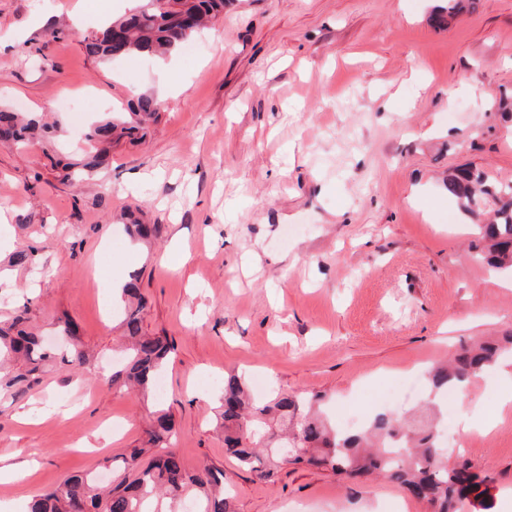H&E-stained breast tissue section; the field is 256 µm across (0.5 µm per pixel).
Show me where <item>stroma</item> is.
<instances>
[{
	"instance_id": "stroma-1",
	"label": "stroma",
	"mask_w": 512,
	"mask_h": 512,
	"mask_svg": "<svg viewBox=\"0 0 512 512\" xmlns=\"http://www.w3.org/2000/svg\"><path fill=\"white\" fill-rule=\"evenodd\" d=\"M436 0H228L166 59L98 61L84 36L127 0H0V108L51 117L48 142H0V321L26 315L43 341L79 326L80 366L46 363L24 392L0 394V483L12 512L67 475L115 484L151 411H171L188 471L224 472L237 512H427L390 479L351 483L307 466L254 479L224 450L214 375L262 374L271 389L337 408L408 414L432 365L512 331V279L474 261L471 221L443 188L476 166L512 179V0H475L435 25ZM159 99L137 142L107 168L60 181L58 152L88 151L92 97ZM129 224H159L160 240ZM32 264L13 266L24 246ZM137 276L145 331L174 345L157 400L99 385L122 360L118 284ZM512 357L470 383L493 413ZM415 395H384L393 379ZM454 448L492 477L494 512H512V409Z\"/></svg>"
}]
</instances>
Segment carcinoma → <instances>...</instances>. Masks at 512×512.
I'll list each match as a JSON object with an SVG mask.
<instances>
[{
	"label": "carcinoma",
	"mask_w": 512,
	"mask_h": 512,
	"mask_svg": "<svg viewBox=\"0 0 512 512\" xmlns=\"http://www.w3.org/2000/svg\"><path fill=\"white\" fill-rule=\"evenodd\" d=\"M469 6L468 0H444L435 21L454 15ZM194 17V28L178 29L173 18ZM224 13V0H143L135 11L111 22L104 31L119 27L126 32L122 56L140 54L162 57L194 36L205 22ZM86 53L102 61L113 59L107 42L95 33L83 39ZM159 103L143 95L126 112L87 126L85 140L102 148L87 156L81 169L93 172L104 164L112 143L141 139L146 123L156 120ZM57 132V126L41 118H23L0 109V142L24 144L42 135ZM469 217H477L491 206L492 217L477 225L479 245L476 258L494 269L512 270V181H500L488 172L468 166L448 175L443 183ZM159 224H132L130 232L143 240L161 234ZM126 297L122 319L123 338L128 343L125 364L112 372L105 384L131 389L144 398L154 395L155 382L174 351L168 337L149 335L143 330L147 301L135 282L124 288ZM17 317L0 327V355L13 353L28 364L25 372L8 381L13 387L35 375L50 355L42 339L23 327ZM512 353V332L462 347L445 365L428 375L432 389L446 390L450 384L467 383L480 376L504 354ZM322 395L276 391L264 400L253 398L245 376H224L220 413L224 428V450L237 459L241 468L260 481H269L278 468L306 464L332 471L346 479L366 478L383 473L401 484L413 497L422 500L428 512H460L470 505L474 512H490L491 480L474 471L467 461L448 466L440 444L437 414L420 409L410 417L391 412L373 416L364 431L345 433L330 427L322 416ZM147 444L155 449L145 462L142 450L125 458V469L134 472L131 481L121 480L101 493L95 490L91 471H76L57 487L36 497L29 512H179L186 495L197 497V512H236L233 498L224 494V472L203 467L185 469L174 448L176 423L173 415L157 411L147 432Z\"/></svg>",
	"instance_id": "obj_1"
}]
</instances>
